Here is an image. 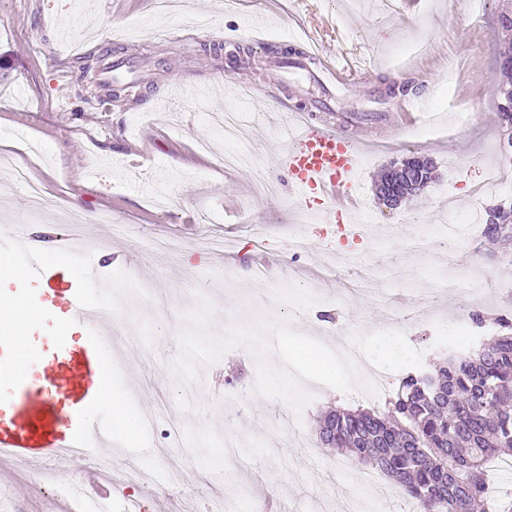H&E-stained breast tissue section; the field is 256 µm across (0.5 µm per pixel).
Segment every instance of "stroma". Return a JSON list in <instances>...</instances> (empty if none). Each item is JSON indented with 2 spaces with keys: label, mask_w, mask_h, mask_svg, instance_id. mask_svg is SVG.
<instances>
[{
  "label": "stroma",
  "mask_w": 512,
  "mask_h": 512,
  "mask_svg": "<svg viewBox=\"0 0 512 512\" xmlns=\"http://www.w3.org/2000/svg\"><path fill=\"white\" fill-rule=\"evenodd\" d=\"M501 0H184L181 10L160 12L157 0H0V144L18 161H29L33 180L48 197L61 196L66 210L29 216L23 188L0 195V221L20 225L33 242L55 247L79 213V239L91 250L100 275L122 269L151 296L143 307L158 333L144 347L127 320L113 318L116 389L150 420L143 438L149 455L133 458L109 448L112 501L85 495V512H259L274 499L279 512H405L413 501L392 482L387 498L363 483L349 457L323 447L317 420L328 408L354 410L361 403L318 386L303 414L302 428L274 431L272 416L285 405L250 395L256 379L251 353L233 349L205 368L186 393L208 408V420L238 439L247 470L230 467L228 479L204 471L179 448L158 450L171 422L182 415L170 364L177 354L179 313L196 293L216 305L215 329L231 312L252 318L255 309L275 310L273 287L294 282L320 301L296 314L295 328L327 346L347 336L383 368L391 385L403 374L428 370L447 356L469 314L460 294L478 280L477 305L486 324L512 320V300L500 299L512 283V250L476 244L481 227L469 187L485 166L499 164L512 197V160L498 153L502 135L493 80L503 44L495 37ZM260 30L266 44L253 49L240 76L255 85L256 102L237 104L244 127L258 126L251 163L224 168L221 131L208 120L224 103L216 97L162 103L167 85L184 80L219 86L230 74L236 49L251 47ZM71 40L61 44L58 31ZM318 41L324 56H357L360 73L338 91L332 111L313 113L337 125L364 150L358 178V235L340 239L333 224L313 222L300 211L305 199L291 187L279 158L286 143L287 113L262 110L260 98L309 103L316 87L284 84L268 62L287 49V36ZM131 57L144 84L112 99L101 88L102 69ZM411 87L431 110L405 127L397 113ZM433 159L435 178L394 210L375 196L379 173L410 153ZM277 186L270 198L253 193L256 172ZM109 223H100V216ZM463 228L457 254L431 248L410 251L415 235L440 225ZM270 237L258 247L253 228ZM169 240L166 249L150 248ZM272 264V277L254 268ZM419 309L406 325L397 313ZM88 461L67 470L0 461V512H69L59 491L83 480Z\"/></svg>",
  "instance_id": "obj_1"
}]
</instances>
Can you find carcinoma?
<instances>
[{
	"label": "carcinoma",
	"mask_w": 512,
	"mask_h": 512,
	"mask_svg": "<svg viewBox=\"0 0 512 512\" xmlns=\"http://www.w3.org/2000/svg\"><path fill=\"white\" fill-rule=\"evenodd\" d=\"M500 327L433 372L404 374L381 408L327 412L321 442L382 472L422 512H512L485 479L491 458H512V322Z\"/></svg>",
	"instance_id": "1"
}]
</instances>
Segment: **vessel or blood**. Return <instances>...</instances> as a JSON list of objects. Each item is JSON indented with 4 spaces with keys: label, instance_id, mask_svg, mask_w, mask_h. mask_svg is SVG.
Segmentation results:
<instances>
[{
    "label": "vessel or blood",
    "instance_id": "obj_1",
    "mask_svg": "<svg viewBox=\"0 0 512 512\" xmlns=\"http://www.w3.org/2000/svg\"><path fill=\"white\" fill-rule=\"evenodd\" d=\"M306 54L320 59L324 83L343 82L354 69L345 54L324 59L313 44ZM280 163L298 188L318 190L329 211L352 213L361 154L339 132L302 122ZM34 285L38 302L56 316L76 319L83 336L59 349L47 337L38 344L40 361L6 403L7 417H0V453L20 462L57 464L95 458L98 449L120 440L111 418L97 410L99 384L112 376V319L80 307L76 279L66 268L41 272Z\"/></svg>",
    "mask_w": 512,
    "mask_h": 512
}]
</instances>
